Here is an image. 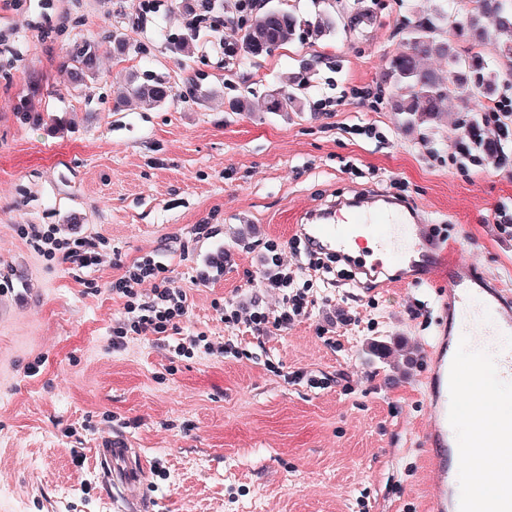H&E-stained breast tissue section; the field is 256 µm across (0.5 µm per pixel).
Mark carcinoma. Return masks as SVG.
Returning a JSON list of instances; mask_svg holds the SVG:
<instances>
[{
	"label": "carcinoma",
	"mask_w": 512,
	"mask_h": 512,
	"mask_svg": "<svg viewBox=\"0 0 512 512\" xmlns=\"http://www.w3.org/2000/svg\"><path fill=\"white\" fill-rule=\"evenodd\" d=\"M313 20L308 22L312 33L326 36L338 27L332 0H309ZM425 13L411 12L403 22L409 45L395 52L388 60L381 81L399 90L391 97L390 106L398 115L405 116L411 126L428 125L440 118L445 105L453 98L480 96L495 99L500 67L492 64L479 47L495 36L501 39L500 60L512 63V0H431ZM178 8L185 17L186 32L170 39L173 52H190V40L196 37L200 24L212 19L217 0H178ZM298 5L285 9L262 6L245 12V25L240 31L224 36V56L239 64L268 56L280 47L292 42L301 29L302 19ZM456 18L459 26L457 39L468 43L460 52L454 42L440 31L448 26L450 18ZM124 53L139 51L120 34L112 33V40L83 39L74 42L66 51L63 67L71 83L83 86L98 73V61L103 45ZM437 56L447 61L448 71L439 72L424 64V60ZM298 82L296 76H285L283 89L268 95L261 105L263 112H294L299 102L290 86ZM131 94L149 106L159 107L172 95V86L160 78L149 77L131 88ZM178 97L186 102L198 103L206 99L202 85L194 77L185 79ZM464 134L471 145L491 160L503 164L508 156L500 142L484 136L483 118L478 112L466 115Z\"/></svg>",
	"instance_id": "cac0c4a2"
}]
</instances>
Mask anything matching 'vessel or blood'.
Returning <instances> with one entry per match:
<instances>
[{"mask_svg":"<svg viewBox=\"0 0 512 512\" xmlns=\"http://www.w3.org/2000/svg\"><path fill=\"white\" fill-rule=\"evenodd\" d=\"M305 229L325 250L363 273L404 267L414 284H428L440 249L433 243L424 216L399 201L382 203L369 197L339 199L326 209L308 212ZM448 301L443 305L444 333L433 363L426 396L431 426L425 435L435 479L428 489L429 512H512V429L494 414L475 413L465 393L478 387L485 404H495L500 392L512 387V292L474 263L448 268ZM469 344L477 360L489 363L491 378L477 380L461 353ZM491 436L500 464L492 485L482 493H464L458 468ZM97 457L105 481L126 512H143L138 490L147 472L144 459L121 436L103 440Z\"/></svg>","mask_w":512,"mask_h":512,"instance_id":"vessel-or-blood-1","label":"vessel or blood"}]
</instances>
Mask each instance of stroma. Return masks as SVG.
<instances>
[{"mask_svg": "<svg viewBox=\"0 0 512 512\" xmlns=\"http://www.w3.org/2000/svg\"><path fill=\"white\" fill-rule=\"evenodd\" d=\"M359 7L369 20L353 34L238 65L207 27L188 55L170 51L185 25L175 0H0V512H122L94 456L109 435L166 469L146 474V512H425L436 288L363 282L342 261L313 271L294 253L299 224L336 197L394 192L450 259L512 283V228L495 222L512 205V146L501 167L463 153L457 100L432 128L405 129L375 89L403 17L430 2ZM114 30L140 53L105 50L74 87L64 48ZM306 62L302 111L234 110ZM134 74L177 88L195 75L209 98L149 109L127 98ZM23 101L34 119H20ZM367 123L377 137L357 134ZM25 224L99 240L98 265L47 261ZM271 243L312 285L307 317L267 334L225 325V305L277 309L262 286ZM149 252L188 313L167 344L132 336L113 350L124 309L110 287ZM213 263L223 273L201 279ZM197 334L238 352L171 361L168 344Z\"/></svg>", "mask_w": 512, "mask_h": 512, "instance_id": "obj_1", "label": "stroma"}]
</instances>
